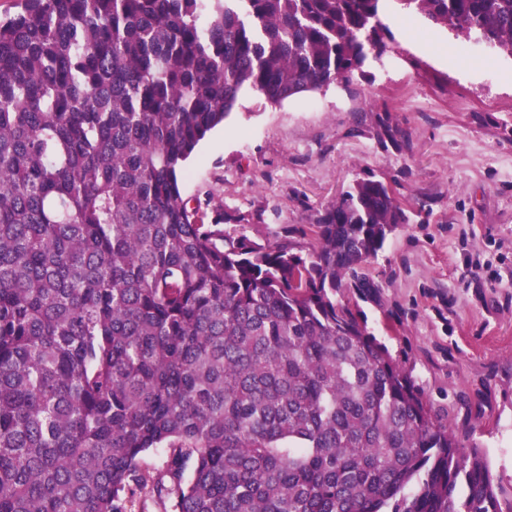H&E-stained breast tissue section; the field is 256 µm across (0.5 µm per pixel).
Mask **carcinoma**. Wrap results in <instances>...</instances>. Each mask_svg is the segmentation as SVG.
<instances>
[{
    "label": "carcinoma",
    "instance_id": "obj_1",
    "mask_svg": "<svg viewBox=\"0 0 512 512\" xmlns=\"http://www.w3.org/2000/svg\"><path fill=\"white\" fill-rule=\"evenodd\" d=\"M381 2L0 16V512H503L481 449L336 299L408 221L386 182L266 243L181 192L244 91L279 105L384 53ZM398 2L512 54V0Z\"/></svg>",
    "mask_w": 512,
    "mask_h": 512
}]
</instances>
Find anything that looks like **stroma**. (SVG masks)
Wrapping results in <instances>:
<instances>
[{
	"label": "stroma",
	"mask_w": 512,
	"mask_h": 512,
	"mask_svg": "<svg viewBox=\"0 0 512 512\" xmlns=\"http://www.w3.org/2000/svg\"><path fill=\"white\" fill-rule=\"evenodd\" d=\"M394 40L349 81L273 106L243 93L198 146L181 191L274 239L355 180L392 186L409 217L343 301L448 428L482 448L512 500V55L384 0ZM397 129L396 139L384 128Z\"/></svg>",
	"instance_id": "obj_1"
}]
</instances>
